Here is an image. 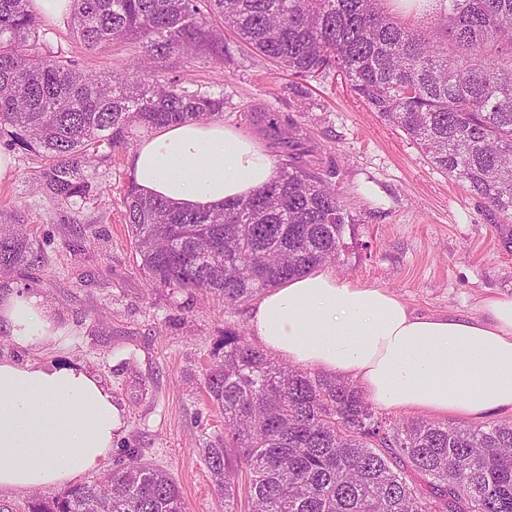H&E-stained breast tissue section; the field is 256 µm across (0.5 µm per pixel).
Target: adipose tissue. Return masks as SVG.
<instances>
[{
  "label": "adipose tissue",
  "instance_id": "obj_1",
  "mask_svg": "<svg viewBox=\"0 0 512 512\" xmlns=\"http://www.w3.org/2000/svg\"><path fill=\"white\" fill-rule=\"evenodd\" d=\"M129 164L141 193L210 211L275 175L262 146L217 120L145 135ZM250 331L268 353L356 381L388 409L470 421L512 410V297L483 300L476 316L418 315L321 265L267 290ZM0 332L30 352L0 359V491L62 489L108 468L123 416L96 372L40 361L63 334L44 295L0 293Z\"/></svg>",
  "mask_w": 512,
  "mask_h": 512
}]
</instances>
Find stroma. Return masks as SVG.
<instances>
[{"label":"stroma","instance_id":"obj_1","mask_svg":"<svg viewBox=\"0 0 512 512\" xmlns=\"http://www.w3.org/2000/svg\"><path fill=\"white\" fill-rule=\"evenodd\" d=\"M35 44L103 77L141 56L134 43L86 49L67 20L42 24ZM158 67L186 78L189 89L223 96L222 121L258 139L275 163L285 155L270 122L290 117L304 129L314 164L353 218L338 275L389 289L419 315L472 316L481 299L512 296V224L498 223L344 80L288 77L230 32L223 55L175 53ZM11 154L13 175L0 182V224L21 225L45 262L1 271L0 290L42 291L71 338L42 360L85 364L110 387L125 421L113 463L138 451L180 486L186 512H226L202 455L224 437L204 375L225 328L249 331L252 303L230 310L200 293L150 286L124 222L127 150L86 167L100 192L69 208L46 195L42 157L17 146Z\"/></svg>","mask_w":512,"mask_h":512}]
</instances>
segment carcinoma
<instances>
[{
  "label": "carcinoma",
  "mask_w": 512,
  "mask_h": 512,
  "mask_svg": "<svg viewBox=\"0 0 512 512\" xmlns=\"http://www.w3.org/2000/svg\"><path fill=\"white\" fill-rule=\"evenodd\" d=\"M386 0H73V33L89 50L127 39L146 55L108 77L39 52L29 0H0V127L45 160L60 204L98 187L81 167L128 149L135 131L205 121L224 98L161 77L151 60L222 47L214 23L292 77L334 72L431 163L512 222V0H448L404 22ZM288 160L222 211L138 193L124 220L153 286L209 294L234 308L317 265L337 261L350 223L336 185L315 171L307 133L278 126ZM44 262L0 225V271ZM206 369L224 440L203 449L224 501L249 512H512V423L483 427L380 414L359 386L275 360L237 332ZM30 512H185L178 484L137 451L98 480L39 500Z\"/></svg>",
  "instance_id": "1"
}]
</instances>
